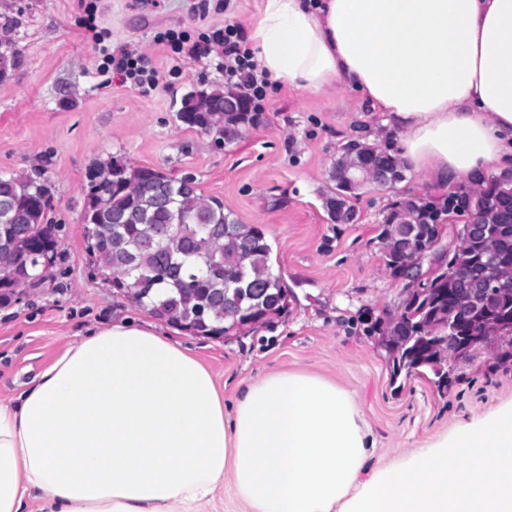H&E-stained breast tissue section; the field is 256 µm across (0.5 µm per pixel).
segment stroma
Instances as JSON below:
<instances>
[{
  "label": "stroma",
  "instance_id": "obj_1",
  "mask_svg": "<svg viewBox=\"0 0 512 512\" xmlns=\"http://www.w3.org/2000/svg\"><path fill=\"white\" fill-rule=\"evenodd\" d=\"M105 34L87 40L88 5ZM258 0H0V51L14 56L0 77V175L45 182L53 195L58 258L53 279L0 306V400L17 395L76 334L146 311L95 277L81 215L92 173L111 159L192 175L196 189L220 199L239 223L260 228L288 285V306L243 333L207 338L159 323L162 334L212 373L225 406L253 377L278 371L324 376L353 393L371 428L376 470L421 446L481 423L512 406V363L485 349L457 362L456 382L437 390L431 376L393 377L386 328L405 296L379 239L396 202L437 201L417 178L364 189L352 224L330 220L323 201L343 146L363 139L382 116L358 94L328 98L271 85L265 120L215 148L176 113L191 92L224 86V57L210 54L171 73L157 44L169 30L192 37L245 25ZM151 57L157 88L142 93L99 73L101 48Z\"/></svg>",
  "mask_w": 512,
  "mask_h": 512
}]
</instances>
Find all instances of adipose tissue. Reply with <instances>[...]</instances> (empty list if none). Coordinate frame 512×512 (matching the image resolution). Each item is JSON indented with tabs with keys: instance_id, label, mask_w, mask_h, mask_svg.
I'll return each instance as SVG.
<instances>
[{
	"instance_id": "1",
	"label": "adipose tissue",
	"mask_w": 512,
	"mask_h": 512,
	"mask_svg": "<svg viewBox=\"0 0 512 512\" xmlns=\"http://www.w3.org/2000/svg\"><path fill=\"white\" fill-rule=\"evenodd\" d=\"M245 38L278 84L357 91L411 175L468 194L512 172V0H260ZM369 427L320 376L260 375L224 416L210 373L123 318L0 400V512H512V409L362 472Z\"/></svg>"
}]
</instances>
